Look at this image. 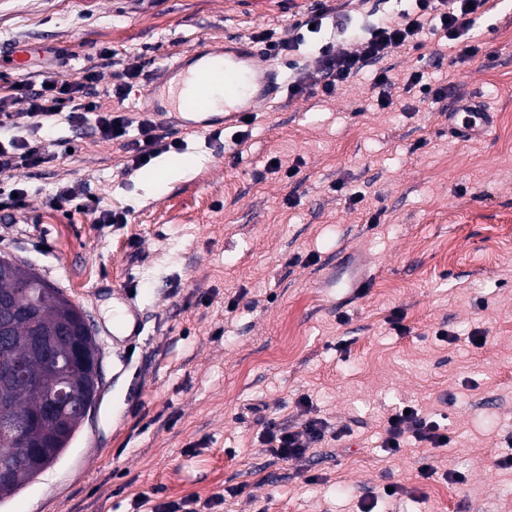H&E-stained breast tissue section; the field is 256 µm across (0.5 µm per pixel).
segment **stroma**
Segmentation results:
<instances>
[{"instance_id": "35a3bbf8", "label": "stroma", "mask_w": 512, "mask_h": 512, "mask_svg": "<svg viewBox=\"0 0 512 512\" xmlns=\"http://www.w3.org/2000/svg\"><path fill=\"white\" fill-rule=\"evenodd\" d=\"M316 2L0 0V44L31 50L25 70H0V95L39 65L79 80L109 48L145 63L125 100L102 101L138 120L153 75L199 38L279 37ZM479 30L464 62L434 35L389 56L388 108L363 73L332 97L280 96L238 146L233 124L217 140L179 132L167 159L203 163L159 183L94 122L36 131L26 102L11 106L0 142L23 136L52 160L14 171L26 206L0 209V258L82 308L103 385L69 447L0 512H129L138 497H194L202 512H358L393 482L415 493L395 512H512V470L496 465L512 452V0H495ZM417 68L450 85L442 106L403 92ZM460 103L488 113L489 132L449 125L444 111ZM79 184L127 223L50 204L54 188ZM339 263L364 288L327 287ZM304 397L345 435L273 461L260 425L238 415L262 401L297 428ZM403 404L447 424L448 447L410 440L385 454ZM427 462L439 473L423 479ZM449 468L464 481L443 479ZM241 483L242 496L209 506Z\"/></svg>"}]
</instances>
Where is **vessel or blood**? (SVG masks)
<instances>
[{"label":"vessel or blood","mask_w":512,"mask_h":512,"mask_svg":"<svg viewBox=\"0 0 512 512\" xmlns=\"http://www.w3.org/2000/svg\"><path fill=\"white\" fill-rule=\"evenodd\" d=\"M285 85V71L261 64L251 44L238 42L179 55L158 71L147 98L157 116L203 132L253 114Z\"/></svg>","instance_id":"vessel-or-blood-1"}]
</instances>
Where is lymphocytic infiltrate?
Instances as JSON below:
<instances>
[{
  "instance_id": "f902f5d3",
  "label": "lymphocytic infiltrate",
  "mask_w": 512,
  "mask_h": 512,
  "mask_svg": "<svg viewBox=\"0 0 512 512\" xmlns=\"http://www.w3.org/2000/svg\"><path fill=\"white\" fill-rule=\"evenodd\" d=\"M487 3L488 0H415L412 9L397 20L369 23L349 32L347 38L354 42V50L339 51L333 44L323 45L319 56L322 95H335L351 78L371 67L375 70L374 84L380 89L378 104L383 109L390 107L393 82L383 65L389 53L396 49L422 48L421 37L429 29L459 44V59L475 57L479 51L478 23L487 11ZM97 81L98 73L92 67L84 69L81 79L74 82L57 80L44 71L39 80L27 77L15 82L13 96L0 98V112H7L17 96L26 101L29 117L39 126L62 113L69 123L77 126L85 123L88 113H95L99 134L108 140L126 142L134 153L132 161L137 168L143 159L180 148V140L171 138L153 121L145 119L136 123L122 110L103 109L100 101L91 99L89 94ZM133 128L139 132L134 140L129 137ZM247 410L262 426L263 447L284 462L306 458L319 445L329 440L340 441L343 436L341 430L331 428L318 417L307 419L301 429L294 430L275 419L265 418L262 404H250ZM408 437L432 449L447 447L450 441L447 426L424 417L415 407L408 411L396 409L388 418L384 452L389 455L400 452Z\"/></svg>"
}]
</instances>
